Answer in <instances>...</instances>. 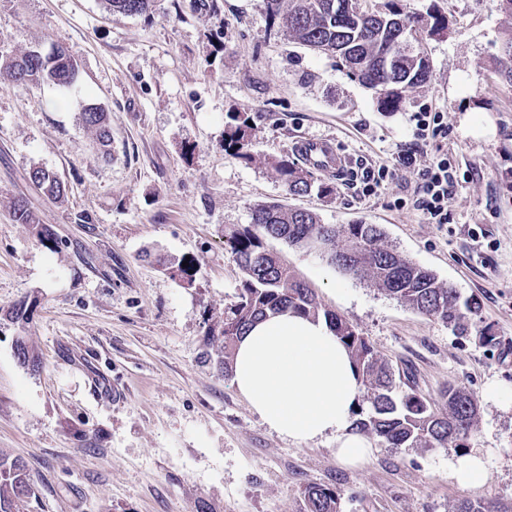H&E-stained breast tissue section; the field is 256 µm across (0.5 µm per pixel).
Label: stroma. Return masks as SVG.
<instances>
[{
  "label": "stroma",
  "mask_w": 512,
  "mask_h": 512,
  "mask_svg": "<svg viewBox=\"0 0 512 512\" xmlns=\"http://www.w3.org/2000/svg\"><path fill=\"white\" fill-rule=\"evenodd\" d=\"M155 0L145 14L104 0H0V53L63 47L76 86L26 89L0 81V454L22 459L31 512H300L302 490L341 494V512H449L466 495L512 501V403L487 397L512 387V84L498 74L512 17L496 0H407L444 16L425 38L430 79L398 111L347 75L338 58L311 52L273 25L263 0ZM112 123L109 158L80 120L87 102ZM443 113L457 174L449 220L431 224L399 208L415 181L398 158L412 115ZM234 114L251 119L252 160L224 148ZM329 139L350 159L341 177L318 175L328 193L289 195L273 164L298 140ZM365 165L391 172L375 192L356 182ZM66 184L54 199L31 168ZM24 199L34 223H17ZM279 202L324 224L365 222L385 241L479 302L475 320L498 338L454 334L353 279L325 258L268 241L325 307L352 323L414 389L440 402L448 385L470 391L488 448L487 482L473 491L448 476L452 450L380 444L349 468L336 444L296 443L270 430L231 379L202 364L205 332L236 301L241 271L225 230L246 226L258 205ZM91 223H78V215ZM50 227L55 243L42 241ZM189 263L191 281L169 268ZM27 317L14 322L12 307ZM38 357L20 364L16 342ZM123 398L101 399L96 375Z\"/></svg>",
  "instance_id": "35a3bbf8"
}]
</instances>
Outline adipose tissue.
Listing matches in <instances>:
<instances>
[{
    "mask_svg": "<svg viewBox=\"0 0 512 512\" xmlns=\"http://www.w3.org/2000/svg\"><path fill=\"white\" fill-rule=\"evenodd\" d=\"M233 383L269 428L295 442L332 437L336 456L350 465L372 455L353 427L361 399L358 373L324 321L285 312L259 320L240 338ZM490 453L472 449L449 459L448 471L464 489L481 486Z\"/></svg>",
    "mask_w": 512,
    "mask_h": 512,
    "instance_id": "1",
    "label": "adipose tissue"
}]
</instances>
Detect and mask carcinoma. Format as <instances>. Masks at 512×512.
<instances>
[{
    "label": "carcinoma",
    "instance_id": "1",
    "mask_svg": "<svg viewBox=\"0 0 512 512\" xmlns=\"http://www.w3.org/2000/svg\"><path fill=\"white\" fill-rule=\"evenodd\" d=\"M110 10L125 15L146 13L153 0H105ZM352 0H291L288 11L282 0H264L271 23H279L297 44L339 58L350 76L378 94L386 111L399 109L406 92L430 77L424 54L423 37L446 30L445 19L437 13L417 17L401 0H388L384 9H371L363 2L361 11L351 10ZM411 35L399 65L387 73L383 61L399 42L400 33ZM500 76L512 83V39L500 50ZM79 78L78 64L59 47L36 55L28 50L8 61L0 56V79L19 87L50 85L69 89ZM224 139L225 149L238 158L251 160L249 146L253 127L248 118L232 117ZM83 126L100 146L112 144V126L106 110L93 102L81 112ZM275 171L288 192L305 195L315 186L314 173L286 157L275 162ZM28 178L55 199L64 197L66 185L56 174L33 168ZM249 228L224 233V243L235 255L242 273L238 301L224 311L218 332L206 333L211 352L207 359L216 363L224 376H232V357L237 339L257 318L291 311L305 318L324 319L343 342L359 369L368 406L356 412L355 429L390 448L457 450L468 447V439L478 422L475 398L466 389L450 386L442 394V407H436L414 392L395 393L396 378L390 364L381 358L370 342L352 324L326 309L315 290L267 249L266 241L319 252L334 265L358 280H370L386 296L426 316L442 321L452 332L466 334L476 327L478 309L473 299H461L451 286L438 281L429 269L419 266L397 249L382 243L377 224H322L306 209L288 208L277 202L260 205L251 213ZM34 494L25 463L19 458L0 455V512H27ZM339 491L309 485L302 491V512H340ZM453 512H512V503L491 502L464 497Z\"/></svg>",
    "mask_w": 512,
    "mask_h": 512
}]
</instances>
